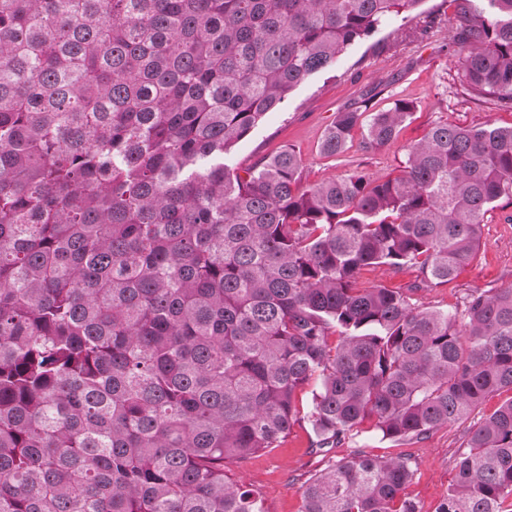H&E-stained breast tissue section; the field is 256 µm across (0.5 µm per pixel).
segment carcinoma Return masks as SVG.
I'll list each match as a JSON object with an SVG mask.
<instances>
[{"label": "carcinoma", "instance_id": "cac0c4a2", "mask_svg": "<svg viewBox=\"0 0 512 512\" xmlns=\"http://www.w3.org/2000/svg\"><path fill=\"white\" fill-rule=\"evenodd\" d=\"M420 0H0V512H268L224 468L307 421L311 453L395 441L512 391V288L461 313L413 290L475 258L512 200V126L437 122L400 173L301 186L283 147L224 157L264 115ZM468 91L512 108V0H465ZM413 110L336 114L377 149ZM316 382L308 410L297 401ZM437 512H506L512 399L473 426ZM410 456L361 452L301 512H418Z\"/></svg>", "mask_w": 512, "mask_h": 512}]
</instances>
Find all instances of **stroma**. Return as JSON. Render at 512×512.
<instances>
[{"label": "stroma", "mask_w": 512, "mask_h": 512, "mask_svg": "<svg viewBox=\"0 0 512 512\" xmlns=\"http://www.w3.org/2000/svg\"><path fill=\"white\" fill-rule=\"evenodd\" d=\"M460 8L459 0H421L408 15L389 20L355 44L334 67L299 86L281 109L267 113L232 150L231 163L245 167L289 146L302 158L304 183L355 171L383 181L398 174L407 147L420 141L437 121L512 125L511 109L474 102L465 93L460 60L467 47L456 37ZM400 99L413 102L414 110L394 140L367 151L357 132L344 153L335 157L321 153L320 142L337 112L360 102L376 112ZM417 280L411 267L366 268L357 284L407 291L415 305L451 311L461 308L469 293L512 288V204L501 203L485 216L478 254L453 281L417 291L413 288ZM511 399L512 391H500L487 398L468 422L436 429L421 440L395 442L364 427L326 457L310 454L314 434L303 421L277 447L259 452L242 465H228L227 471L258 492L269 512H300L301 485L324 469L328 459H341L356 449L378 458L407 454L415 472L406 496L419 512H437L454 480L456 458L470 426Z\"/></svg>", "instance_id": "obj_1"}]
</instances>
